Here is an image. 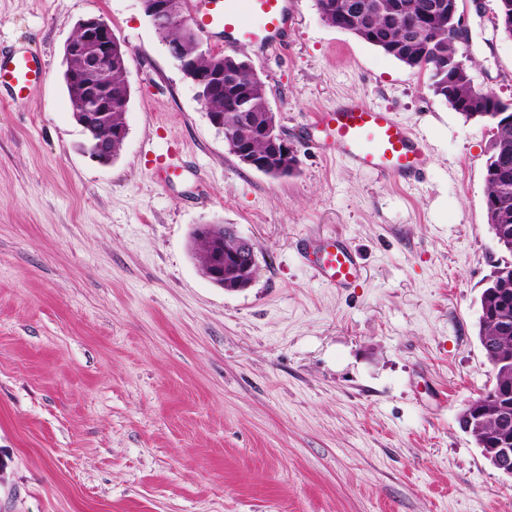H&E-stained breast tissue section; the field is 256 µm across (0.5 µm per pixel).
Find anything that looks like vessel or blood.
Returning a JSON list of instances; mask_svg holds the SVG:
<instances>
[{
  "instance_id": "obj_1",
  "label": "vessel or blood",
  "mask_w": 512,
  "mask_h": 512,
  "mask_svg": "<svg viewBox=\"0 0 512 512\" xmlns=\"http://www.w3.org/2000/svg\"><path fill=\"white\" fill-rule=\"evenodd\" d=\"M288 0H212L198 15L202 31L223 29L226 45L265 43L284 24ZM44 64L36 53L0 47V91L15 103L27 100L44 82ZM336 144L337 152L357 169L397 181L420 179L426 157L422 143L392 112L349 99L318 118ZM312 264L321 278L350 288L359 278L358 257L342 238L309 245Z\"/></svg>"
}]
</instances>
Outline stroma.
Returning <instances> with one entry per match:
<instances>
[{"instance_id": "obj_1", "label": "stroma", "mask_w": 512, "mask_h": 512, "mask_svg": "<svg viewBox=\"0 0 512 512\" xmlns=\"http://www.w3.org/2000/svg\"><path fill=\"white\" fill-rule=\"evenodd\" d=\"M460 10L474 84L512 102L496 0ZM90 16L130 51L128 135L107 166L61 80ZM0 43L46 67L23 103L0 93V512H512V477L458 420L492 378V134L428 71L291 0L285 49L240 46L298 149L274 178L230 153L140 0H0ZM345 97L415 131L422 183L339 157L315 116ZM164 163L185 172L161 180ZM202 224L254 243L248 288L203 277ZM330 236L357 251V287L302 256Z\"/></svg>"}]
</instances>
